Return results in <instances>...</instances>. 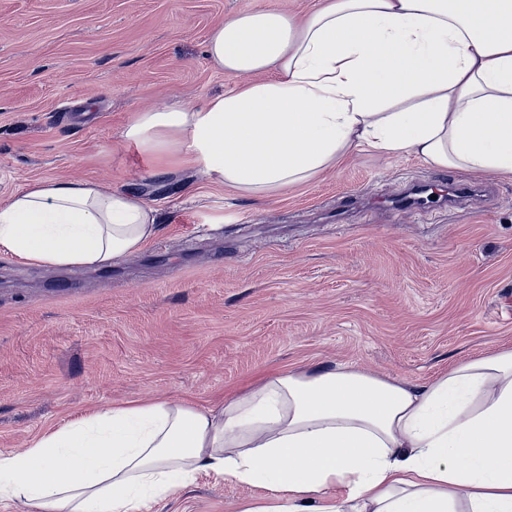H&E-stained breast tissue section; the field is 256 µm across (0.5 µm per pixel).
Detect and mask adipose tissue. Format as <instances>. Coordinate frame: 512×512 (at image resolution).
<instances>
[{
    "mask_svg": "<svg viewBox=\"0 0 512 512\" xmlns=\"http://www.w3.org/2000/svg\"><path fill=\"white\" fill-rule=\"evenodd\" d=\"M205 54L238 86L146 109L122 137L242 195L353 152L512 179V0H315L225 18ZM133 188L39 178L0 204V251L104 267L158 232ZM207 473L264 488L239 512H512V348L424 385L349 365L272 374L216 408L132 400L0 450V503L150 512Z\"/></svg>",
    "mask_w": 512,
    "mask_h": 512,
    "instance_id": "ef3b65f1",
    "label": "adipose tissue"
}]
</instances>
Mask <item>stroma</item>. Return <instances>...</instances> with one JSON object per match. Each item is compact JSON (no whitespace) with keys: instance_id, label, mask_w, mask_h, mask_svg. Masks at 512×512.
Segmentation results:
<instances>
[{"instance_id":"1","label":"stroma","mask_w":512,"mask_h":512,"mask_svg":"<svg viewBox=\"0 0 512 512\" xmlns=\"http://www.w3.org/2000/svg\"><path fill=\"white\" fill-rule=\"evenodd\" d=\"M312 0H0V202L36 178L131 187L159 231L104 268L0 252V449L126 400L200 407L254 378L350 364L412 385L512 347V180L457 208L387 200L442 171L355 152L262 197L154 170L121 131L134 112L196 106L236 76L210 29ZM355 194L358 207L341 203ZM261 488L200 475L154 512H235Z\"/></svg>"}]
</instances>
